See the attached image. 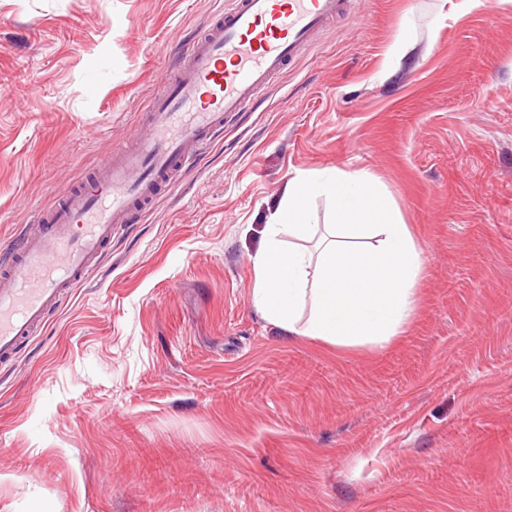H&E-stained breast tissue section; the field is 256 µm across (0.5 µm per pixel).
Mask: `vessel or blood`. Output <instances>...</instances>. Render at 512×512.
Listing matches in <instances>:
<instances>
[{
  "label": "vessel or blood",
  "mask_w": 512,
  "mask_h": 512,
  "mask_svg": "<svg viewBox=\"0 0 512 512\" xmlns=\"http://www.w3.org/2000/svg\"><path fill=\"white\" fill-rule=\"evenodd\" d=\"M348 4L232 0L195 36L178 66L158 77L147 133L115 147L82 186L62 189L37 233L0 249V358H11L66 289L90 276L136 205L190 168L225 117L243 111Z\"/></svg>",
  "instance_id": "1"
}]
</instances>
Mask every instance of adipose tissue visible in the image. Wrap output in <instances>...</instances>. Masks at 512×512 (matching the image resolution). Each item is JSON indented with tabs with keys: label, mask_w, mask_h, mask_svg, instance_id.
I'll list each match as a JSON object with an SVG mask.
<instances>
[{
	"label": "adipose tissue",
	"mask_w": 512,
	"mask_h": 512,
	"mask_svg": "<svg viewBox=\"0 0 512 512\" xmlns=\"http://www.w3.org/2000/svg\"><path fill=\"white\" fill-rule=\"evenodd\" d=\"M316 195L335 201L334 221L322 228L312 222ZM265 235L252 300L289 334L383 349L407 332L424 252L370 176L297 174Z\"/></svg>",
	"instance_id": "obj_1"
}]
</instances>
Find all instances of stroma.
Returning a JSON list of instances; mask_svg holds the SVG:
<instances>
[{"label": "stroma", "mask_w": 512, "mask_h": 512, "mask_svg": "<svg viewBox=\"0 0 512 512\" xmlns=\"http://www.w3.org/2000/svg\"><path fill=\"white\" fill-rule=\"evenodd\" d=\"M227 5L0 0V246ZM326 168L372 174L424 251L381 350L252 301L268 218ZM0 512H512V0H351L229 115L0 360Z\"/></svg>", "instance_id": "35a3bbf8"}]
</instances>
